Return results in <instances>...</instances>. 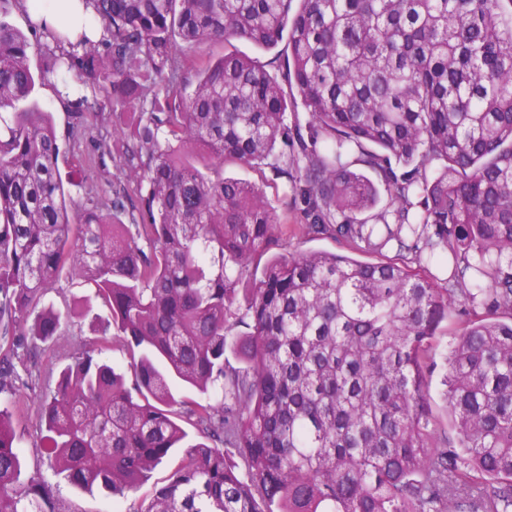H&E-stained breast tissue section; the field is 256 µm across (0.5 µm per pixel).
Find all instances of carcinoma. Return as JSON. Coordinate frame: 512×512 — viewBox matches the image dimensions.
Segmentation results:
<instances>
[{"label":"carcinoma","mask_w":512,"mask_h":512,"mask_svg":"<svg viewBox=\"0 0 512 512\" xmlns=\"http://www.w3.org/2000/svg\"><path fill=\"white\" fill-rule=\"evenodd\" d=\"M21 2L0 0V512H66L22 477L11 405L36 342L96 306L131 376L82 346L34 401L33 453L80 489L138 490L188 424L204 441L134 512H512V0H85L99 38L42 26L37 71L6 20ZM285 36L311 144L249 57L178 88L201 43ZM51 77L62 137L32 98ZM92 119L134 175L111 197L59 167ZM229 160L285 178L304 235L380 261L264 258L279 215ZM63 278L93 289L65 315L40 306ZM170 376L214 400H176ZM448 341V337H444L441 340V345L437 350V363L438 366L435 369L434 373L431 376L430 379V397L432 401V405L434 408V411L438 413L439 415L443 414L445 401H444V389L445 387L442 385V377L445 372L443 361L441 359V353L444 351V347L446 345V342Z\"/></svg>","instance_id":"carcinoma-1"}]
</instances>
